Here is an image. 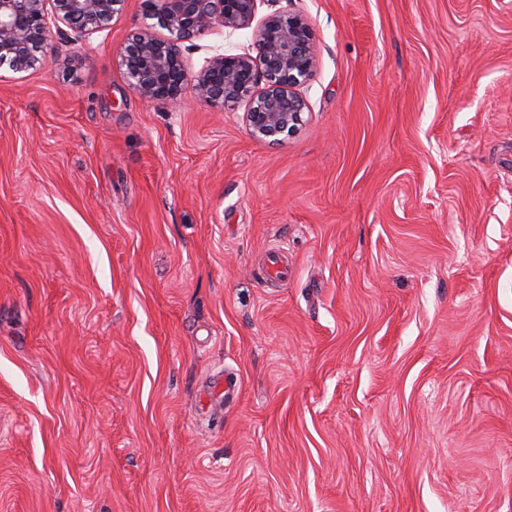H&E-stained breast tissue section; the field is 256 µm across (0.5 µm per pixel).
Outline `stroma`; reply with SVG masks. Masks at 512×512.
Wrapping results in <instances>:
<instances>
[{
	"label": "stroma",
	"mask_w": 512,
	"mask_h": 512,
	"mask_svg": "<svg viewBox=\"0 0 512 512\" xmlns=\"http://www.w3.org/2000/svg\"><path fill=\"white\" fill-rule=\"evenodd\" d=\"M288 10L279 144L196 98L249 29L176 101L118 64L141 0L0 69V512H512V0Z\"/></svg>",
	"instance_id": "35a3bbf8"
}]
</instances>
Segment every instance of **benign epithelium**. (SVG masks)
I'll use <instances>...</instances> for the list:
<instances>
[{"label":"benign epithelium","instance_id":"1","mask_svg":"<svg viewBox=\"0 0 512 512\" xmlns=\"http://www.w3.org/2000/svg\"><path fill=\"white\" fill-rule=\"evenodd\" d=\"M126 0H0V67L21 71L41 63L49 40L47 9L71 31L105 29ZM142 26L127 39L120 66L146 101H176L186 79L187 43L222 27L254 28L255 54L213 55L196 77V97L225 109L249 100L244 121L251 137L281 142L304 123L300 89L316 66L315 35L305 17L276 12L254 23L257 0H142ZM167 31L159 36L156 29Z\"/></svg>","mask_w":512,"mask_h":512}]
</instances>
